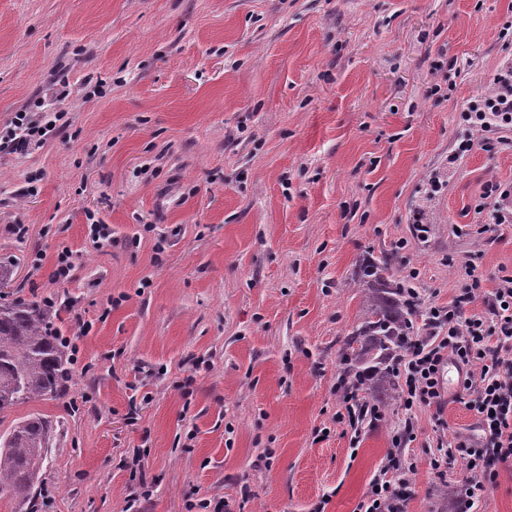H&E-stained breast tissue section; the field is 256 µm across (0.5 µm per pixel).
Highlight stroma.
Instances as JSON below:
<instances>
[{
	"label": "stroma",
	"mask_w": 512,
	"mask_h": 512,
	"mask_svg": "<svg viewBox=\"0 0 512 512\" xmlns=\"http://www.w3.org/2000/svg\"><path fill=\"white\" fill-rule=\"evenodd\" d=\"M510 20L512 0H0V143L16 112L67 118L0 153V306L54 300L79 349L65 393L0 415L53 423L37 512H354L399 431L407 512L443 480L512 512V467L482 490L461 454L431 467L476 430L458 370L442 409L336 420L362 259L397 252L439 305L480 277L468 315L512 275V224L477 212L512 183V126H475Z\"/></svg>",
	"instance_id": "1"
}]
</instances>
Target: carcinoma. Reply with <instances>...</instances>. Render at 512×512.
Here are the masks:
<instances>
[{
	"label": "carcinoma",
	"mask_w": 512,
	"mask_h": 512,
	"mask_svg": "<svg viewBox=\"0 0 512 512\" xmlns=\"http://www.w3.org/2000/svg\"><path fill=\"white\" fill-rule=\"evenodd\" d=\"M360 315L341 340L336 371L362 402L383 417L402 398L398 362L412 346L421 301L393 271L387 253L366 258L358 273ZM72 357L36 301L0 306V414L58 395L72 381ZM51 422L30 415L0 435V494L36 512V488L48 465Z\"/></svg>",
	"instance_id": "carcinoma-1"
}]
</instances>
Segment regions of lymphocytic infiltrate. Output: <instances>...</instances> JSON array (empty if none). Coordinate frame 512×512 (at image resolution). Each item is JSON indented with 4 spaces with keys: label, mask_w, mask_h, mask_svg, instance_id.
Returning a JSON list of instances; mask_svg holds the SVG:
<instances>
[{
    "label": "lymphocytic infiltrate",
    "mask_w": 512,
    "mask_h": 512,
    "mask_svg": "<svg viewBox=\"0 0 512 512\" xmlns=\"http://www.w3.org/2000/svg\"><path fill=\"white\" fill-rule=\"evenodd\" d=\"M477 118L483 131L512 123V67L495 75ZM481 286V279H473L470 293L451 304H428L433 326L426 337L415 340L404 359L402 401L408 410L442 407L444 369L452 363L465 372L464 386L474 394L469 408L478 434L457 442L456 448L467 455L483 488L494 484L499 466L512 464V277H503L491 293L486 314L464 316L471 292ZM411 471L400 452L391 453L369 482L357 512H406Z\"/></svg>",
    "instance_id": "1"
}]
</instances>
